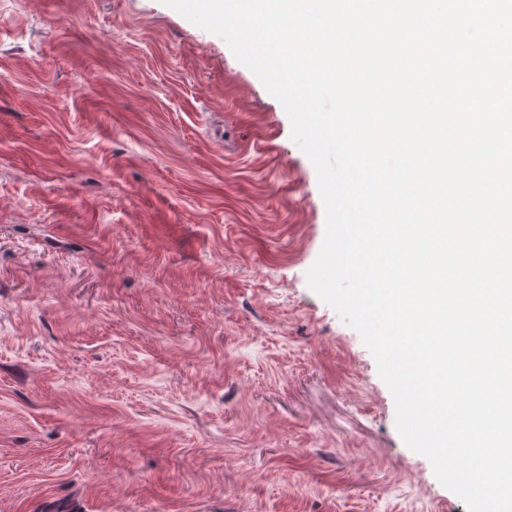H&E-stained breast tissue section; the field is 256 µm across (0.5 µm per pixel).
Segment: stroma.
Returning a JSON list of instances; mask_svg holds the SVG:
<instances>
[{
	"label": "stroma",
	"instance_id": "stroma-1",
	"mask_svg": "<svg viewBox=\"0 0 512 512\" xmlns=\"http://www.w3.org/2000/svg\"><path fill=\"white\" fill-rule=\"evenodd\" d=\"M282 104L161 0H0V512H467L308 286Z\"/></svg>",
	"mask_w": 512,
	"mask_h": 512
}]
</instances>
